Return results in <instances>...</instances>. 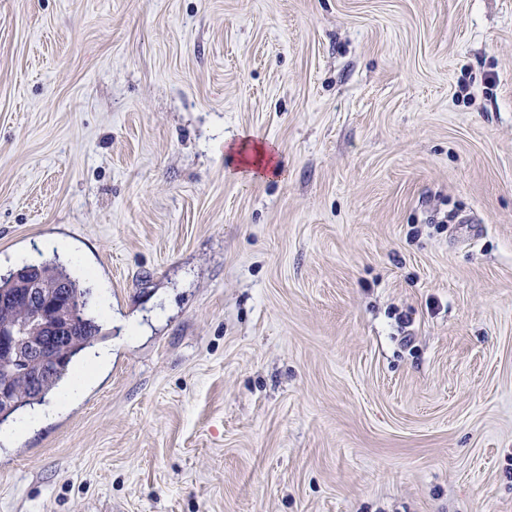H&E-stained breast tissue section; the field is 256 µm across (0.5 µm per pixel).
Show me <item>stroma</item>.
<instances>
[{
  "label": "stroma",
  "mask_w": 512,
  "mask_h": 512,
  "mask_svg": "<svg viewBox=\"0 0 512 512\" xmlns=\"http://www.w3.org/2000/svg\"><path fill=\"white\" fill-rule=\"evenodd\" d=\"M48 236L112 359L0 512H512V0H0V276ZM249 147L246 141H243L237 153L241 156L240 162L243 164L244 169L241 171L249 178L264 177L267 172H276L275 165H272L274 160L273 153L275 152L274 146L270 143L254 144L251 148L253 156L250 158L246 156Z\"/></svg>",
  "instance_id": "stroma-1"
}]
</instances>
